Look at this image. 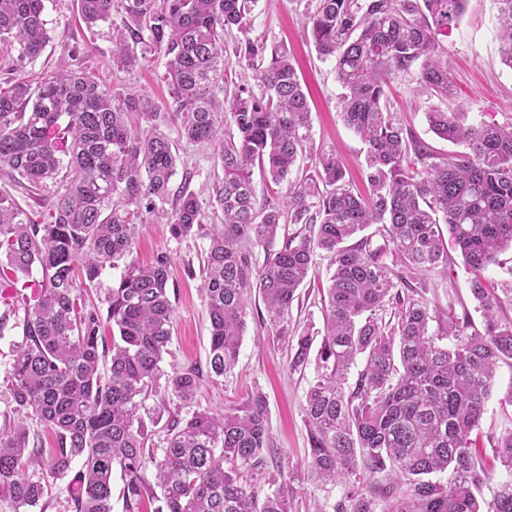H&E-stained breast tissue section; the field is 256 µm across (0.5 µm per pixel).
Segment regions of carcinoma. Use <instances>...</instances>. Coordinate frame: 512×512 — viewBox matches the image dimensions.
I'll use <instances>...</instances> for the list:
<instances>
[{"mask_svg":"<svg viewBox=\"0 0 512 512\" xmlns=\"http://www.w3.org/2000/svg\"><path fill=\"white\" fill-rule=\"evenodd\" d=\"M467 2L319 0L310 16L317 53L336 60L343 120L366 146L362 196L334 153L289 180L308 139L309 104L288 53L248 37V0H73L87 27L111 22L113 69L164 55L180 136L218 147L223 176L213 193L224 224L210 233L201 280L210 374L234 369L249 301L260 296L273 337L288 342V369L314 366L308 470L317 484L345 487L335 512H377L392 502L393 512H512V480L487 510L477 498L495 466L512 473V427L492 456L477 445L496 370L512 367V317L482 276L512 249V122L467 125L461 112L433 110L430 130L466 147L441 155L404 131L385 101L388 81L414 67L420 83L448 96L449 52L439 35L458 24ZM495 2L500 61L512 70V0ZM44 9V0H0V42L16 51L0 82V165L49 192L42 221L0 196V280L13 288L41 270L37 282L22 285L31 295L10 296L24 302V339L6 394L17 413L54 432L57 449L39 474L29 472L39 451L18 418L0 433V492L15 512L42 510L50 482L71 473L75 512H113L118 470L123 512H140L152 493L151 468L160 488L154 512H288V472L266 468L273 449L259 391L219 413L172 418L163 446L153 447L144 401L162 386L189 407L200 374L162 366L172 260L137 261L142 213L166 220L178 236L202 229L207 214L194 193L171 188L178 155L160 131L167 115L150 96L118 91L80 67L43 74L34 85L19 77L51 41ZM233 29L243 39L229 50L224 34ZM230 53L254 71L256 86L227 85L220 102L211 90L224 81ZM256 164L274 184H288L281 202L257 201ZM287 223L297 229L284 237ZM450 248L473 274L481 331L457 315L453 295L445 310L428 298L432 278L448 280ZM317 256L331 272L323 326L299 331L290 310ZM119 261L124 274L107 289L102 311L89 292ZM107 326L112 356L103 372ZM446 471L448 481L433 479ZM378 474L386 484H373ZM258 481L272 488L261 500Z\"/></svg>","mask_w":512,"mask_h":512,"instance_id":"carcinoma-1","label":"carcinoma"}]
</instances>
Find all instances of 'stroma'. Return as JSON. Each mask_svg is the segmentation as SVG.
Masks as SVG:
<instances>
[{
  "instance_id": "stroma-1",
  "label": "stroma",
  "mask_w": 512,
  "mask_h": 512,
  "mask_svg": "<svg viewBox=\"0 0 512 512\" xmlns=\"http://www.w3.org/2000/svg\"><path fill=\"white\" fill-rule=\"evenodd\" d=\"M317 0H256L251 12L252 39L287 48L310 107V150L298 160L309 168L313 154L333 150L342 159L351 183L366 191L364 177L365 146L349 129L338 105L342 88L336 80L334 59L319 58L306 25ZM494 0H468L459 24L442 35L447 45L449 71L453 82L452 99L441 100L427 93L410 74L391 84L389 106L404 128L426 141L439 153L461 152V145L436 137L429 131L425 114L439 108L462 113L466 124L512 121V70L501 65ZM44 18L51 42L28 70L40 74L61 68L87 67L99 73L107 85L149 95L159 111L171 112L175 102L162 79L166 60L161 54L149 55L128 72L113 73L111 66L112 27L101 23L86 29L72 0H46ZM80 46L76 57L67 50ZM163 132L173 138L179 162L172 179L174 185L185 184L195 193L212 223H220L213 199V187L221 173L217 151L206 144L188 142L178 136V126L167 123ZM209 244L207 235L175 237L165 224H144L137 244V259L152 262L158 254L172 259L170 299L173 306L171 341L164 357L165 370L193 368L199 371L202 385L197 397L202 410L221 411L243 404L249 394L262 392L266 397L267 427L278 460L287 466L290 479V512H333L345 495L341 486H317L308 476L309 443L304 421L305 396L313 380V370L293 373L288 369V347L260 325L258 315L264 305L260 297L250 302L247 324L239 348L238 363L231 374L212 381L209 373L210 332L206 306L199 292L200 269ZM329 276L326 261H317L310 273L311 283L300 290L292 319L298 324L321 326L322 313L318 286ZM0 315L6 322L0 327V388L9 374L15 346L23 339L20 323L22 306L7 307L0 303ZM512 391V368L501 366L494 390L485 405L479 436L483 449H491L504 426L506 415L501 405Z\"/></svg>"
}]
</instances>
